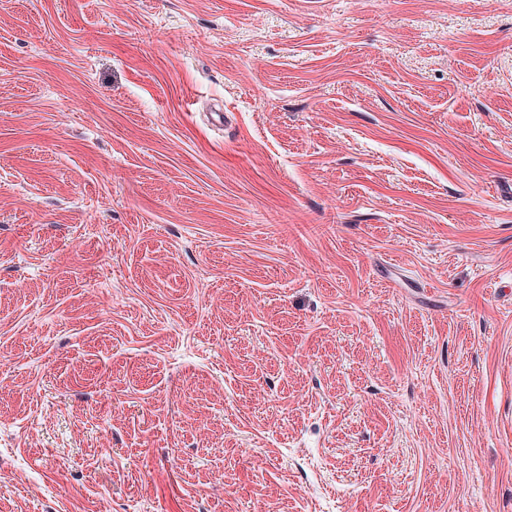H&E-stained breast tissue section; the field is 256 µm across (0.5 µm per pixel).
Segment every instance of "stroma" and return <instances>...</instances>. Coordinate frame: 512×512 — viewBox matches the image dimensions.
Segmentation results:
<instances>
[{"label": "stroma", "mask_w": 512, "mask_h": 512, "mask_svg": "<svg viewBox=\"0 0 512 512\" xmlns=\"http://www.w3.org/2000/svg\"><path fill=\"white\" fill-rule=\"evenodd\" d=\"M0 512H512V0H0Z\"/></svg>", "instance_id": "35a3bbf8"}]
</instances>
